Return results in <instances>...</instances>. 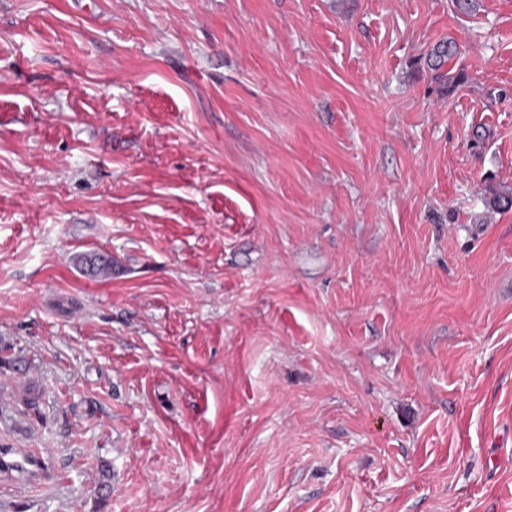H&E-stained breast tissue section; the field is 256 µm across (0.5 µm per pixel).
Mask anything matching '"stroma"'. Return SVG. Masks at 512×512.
Instances as JSON below:
<instances>
[{
  "instance_id": "obj_1",
  "label": "stroma",
  "mask_w": 512,
  "mask_h": 512,
  "mask_svg": "<svg viewBox=\"0 0 512 512\" xmlns=\"http://www.w3.org/2000/svg\"><path fill=\"white\" fill-rule=\"evenodd\" d=\"M507 191L512 0H0V512H512Z\"/></svg>"
}]
</instances>
